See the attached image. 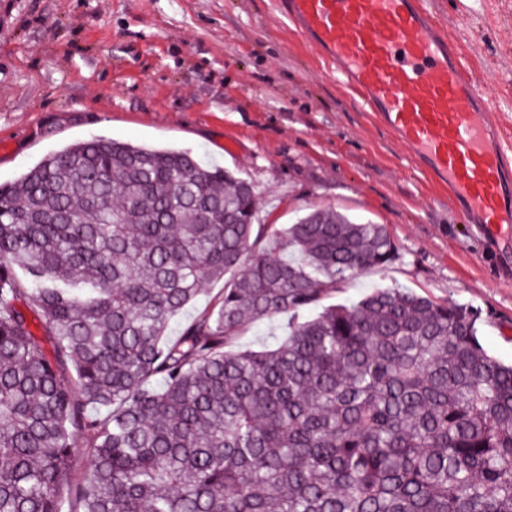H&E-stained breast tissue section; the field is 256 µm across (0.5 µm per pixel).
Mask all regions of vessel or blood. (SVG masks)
<instances>
[{
  "instance_id": "vessel-or-blood-1",
  "label": "vessel or blood",
  "mask_w": 512,
  "mask_h": 512,
  "mask_svg": "<svg viewBox=\"0 0 512 512\" xmlns=\"http://www.w3.org/2000/svg\"><path fill=\"white\" fill-rule=\"evenodd\" d=\"M360 107L447 186L468 223H512V147L497 106L427 0H275Z\"/></svg>"
}]
</instances>
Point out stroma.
I'll use <instances>...</instances> for the list:
<instances>
[{
	"label": "stroma",
	"instance_id": "stroma-1",
	"mask_svg": "<svg viewBox=\"0 0 512 512\" xmlns=\"http://www.w3.org/2000/svg\"><path fill=\"white\" fill-rule=\"evenodd\" d=\"M430 3L512 135V0ZM98 136L234 172L263 224L333 209L384 225L397 260L332 302L397 284L472 306L484 349L512 363V227L463 222L274 0H0V185Z\"/></svg>",
	"mask_w": 512,
	"mask_h": 512
}]
</instances>
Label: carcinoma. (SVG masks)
I'll return each instance as SVG.
<instances>
[{"instance_id":"obj_1","label":"carcinoma","mask_w":512,"mask_h":512,"mask_svg":"<svg viewBox=\"0 0 512 512\" xmlns=\"http://www.w3.org/2000/svg\"><path fill=\"white\" fill-rule=\"evenodd\" d=\"M397 254L332 210L260 224L189 151L100 137L0 185V512H512L478 312L396 284L321 306ZM279 334L276 324L259 323L254 325L241 339L240 346L243 348L258 349L263 343L271 341L270 333Z\"/></svg>"}]
</instances>
